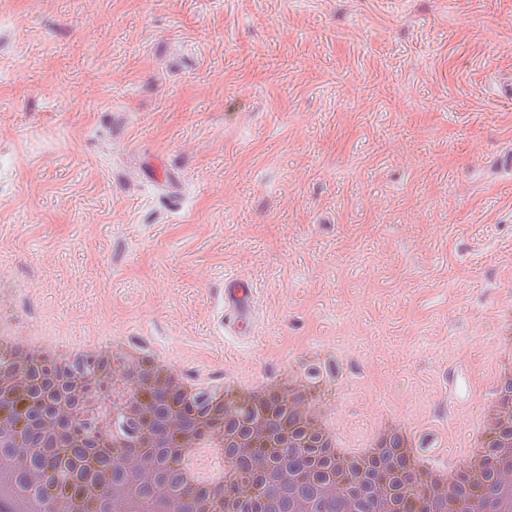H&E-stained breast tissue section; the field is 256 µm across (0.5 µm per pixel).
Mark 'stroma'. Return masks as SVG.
Listing matches in <instances>:
<instances>
[{
	"mask_svg": "<svg viewBox=\"0 0 512 512\" xmlns=\"http://www.w3.org/2000/svg\"><path fill=\"white\" fill-rule=\"evenodd\" d=\"M506 81L512 0H0V320L303 374L347 443L465 462L512 367ZM146 174V179L157 188L165 189L169 198H176L177 192L173 189L179 179V173L167 166H155ZM253 294L249 285L226 281L224 283V317L235 330L241 329L253 313Z\"/></svg>",
	"mask_w": 512,
	"mask_h": 512,
	"instance_id": "obj_1",
	"label": "stroma"
}]
</instances>
